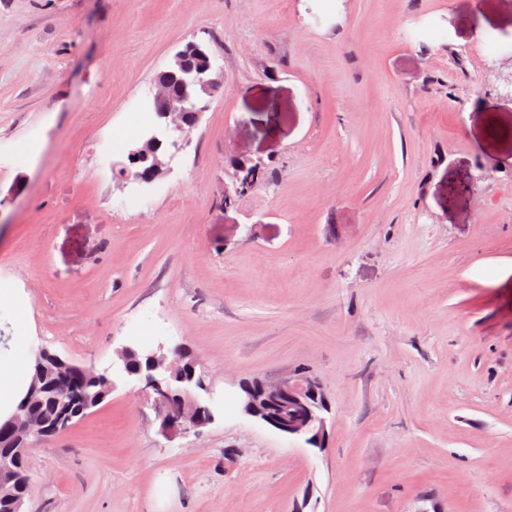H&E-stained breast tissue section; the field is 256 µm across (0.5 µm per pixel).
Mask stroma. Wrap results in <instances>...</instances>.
<instances>
[{
    "label": "stroma",
    "instance_id": "1",
    "mask_svg": "<svg viewBox=\"0 0 512 512\" xmlns=\"http://www.w3.org/2000/svg\"><path fill=\"white\" fill-rule=\"evenodd\" d=\"M192 40L222 87L120 177ZM510 55L512 0H0V289L78 364L186 348L214 416L166 439L114 375L26 512H512ZM301 368L319 449L237 405ZM171 156H168V145L156 133L144 140L143 148L131 153V162L149 161L146 168L136 167L135 171L126 174L144 183H150L160 177L168 167Z\"/></svg>",
    "mask_w": 512,
    "mask_h": 512
}]
</instances>
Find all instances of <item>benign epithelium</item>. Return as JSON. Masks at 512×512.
I'll list each match as a JSON object with an SVG mask.
<instances>
[{
  "label": "benign epithelium",
  "instance_id": "obj_1",
  "mask_svg": "<svg viewBox=\"0 0 512 512\" xmlns=\"http://www.w3.org/2000/svg\"><path fill=\"white\" fill-rule=\"evenodd\" d=\"M183 51L173 57L170 68L164 77L156 81L154 100L168 102V105L157 113L158 123L173 128L184 134L197 126L201 109L193 113L185 111L184 103H196L198 100V80L192 71L182 70L179 79L181 92L178 97L171 94L167 75L171 69L182 61ZM148 161L146 168L138 167L129 172V176L144 183H150L160 177L168 167V145L157 134L144 140L143 148L131 153V162ZM60 356L42 349L38 353L39 368L32 378L27 398L33 399L47 392L58 394V397H70L78 401L83 394L75 390L62 377L47 380L45 364L58 362ZM141 384V391L154 411L159 432L167 438L197 431L213 420L207 404L203 403L197 391L206 389V385L195 383V374L172 379L163 359L154 353L148 355V365L143 371L133 374ZM243 414L256 421L268 425L283 435L295 439L302 438L313 447L322 445L325 434V418L315 419L311 405L325 399L319 381L306 376L297 370L275 380H257L243 385ZM75 421V416L62 412L54 417H44L30 409L29 404L22 405L8 420L10 429L15 435L13 444L14 456L19 458L28 454L29 448L36 441L55 438L65 432ZM18 474L9 465L0 464V499L15 504L14 512H21L24 500L17 497Z\"/></svg>",
  "mask_w": 512,
  "mask_h": 512
}]
</instances>
